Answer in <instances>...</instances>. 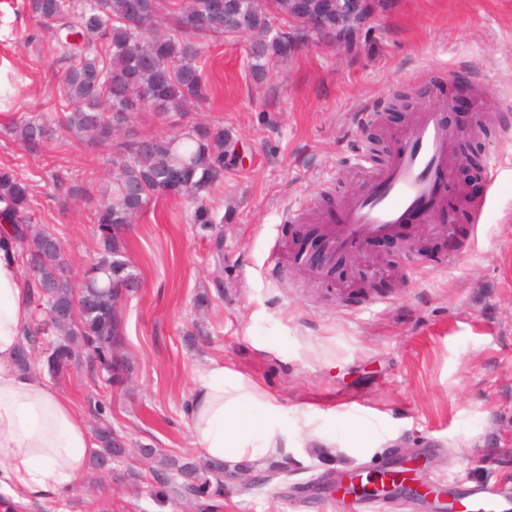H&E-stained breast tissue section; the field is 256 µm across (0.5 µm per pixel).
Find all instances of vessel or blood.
I'll return each mask as SVG.
<instances>
[{
    "label": "vessel or blood",
    "instance_id": "vessel-or-blood-1",
    "mask_svg": "<svg viewBox=\"0 0 512 512\" xmlns=\"http://www.w3.org/2000/svg\"><path fill=\"white\" fill-rule=\"evenodd\" d=\"M441 106L419 115L388 164L363 191L344 205L343 221L330 229L329 252L352 250L369 238L397 234L410 214L432 216L440 208L439 189L449 181L458 135L441 119ZM464 512H499L495 493L475 487L462 501Z\"/></svg>",
    "mask_w": 512,
    "mask_h": 512
}]
</instances>
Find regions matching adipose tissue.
Segmentation results:
<instances>
[{"mask_svg":"<svg viewBox=\"0 0 512 512\" xmlns=\"http://www.w3.org/2000/svg\"><path fill=\"white\" fill-rule=\"evenodd\" d=\"M33 293L16 248L0 241V491L24 502L65 498L95 445L72 403L16 364L32 328ZM189 413L193 445L206 460L256 462L288 445V429L265 394L221 367L200 376Z\"/></svg>","mask_w":512,"mask_h":512,"instance_id":"ef3b65f1","label":"adipose tissue"}]
</instances>
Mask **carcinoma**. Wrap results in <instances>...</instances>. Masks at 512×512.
<instances>
[{"label": "carcinoma", "instance_id": "carcinoma-1", "mask_svg": "<svg viewBox=\"0 0 512 512\" xmlns=\"http://www.w3.org/2000/svg\"><path fill=\"white\" fill-rule=\"evenodd\" d=\"M29 0L40 24L55 29L56 56L68 63L59 91V113L24 116L10 130L25 155L35 158L58 131L95 146L105 142L103 125L119 132L112 141L116 161L112 182L92 210L98 240V261L79 281L68 274V258L58 246L59 233L36 229L28 177L13 167H0V222L12 226L20 244L21 263L36 271L30 280L34 299L46 316L34 325L31 346L55 336L46 366L58 374L84 359L86 367L110 369L109 383L121 384L130 365L117 354L124 324L116 299L119 288L137 278L125 257L122 226L133 223L145 205L160 198L190 205L188 220L211 232L224 217L210 203L224 187V157L236 154V143L224 127L197 123L174 128L168 120L207 105L210 86L204 76L202 41L246 38L250 74L264 83L268 68L293 56L289 52L288 0ZM143 26L128 22L134 4ZM147 113L160 129L136 139L128 136L131 123ZM71 306L75 317L54 324L48 313ZM97 447L90 464L102 470L106 460L123 459L126 443L105 416L95 429ZM155 462L144 475L174 491L195 512H215V498L224 491L226 466L199 462L192 456L172 457L145 449Z\"/></svg>", "mask_w": 512, "mask_h": 512}]
</instances>
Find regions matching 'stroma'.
<instances>
[{
  "label": "stroma",
  "instance_id": "obj_1",
  "mask_svg": "<svg viewBox=\"0 0 512 512\" xmlns=\"http://www.w3.org/2000/svg\"><path fill=\"white\" fill-rule=\"evenodd\" d=\"M27 0H0V166L22 164L38 223L60 233L74 274L96 258L90 196L112 180L111 146L90 151L57 136L43 155L24 157L9 127L48 115L67 68ZM209 104L194 117L238 140L239 159L211 202L224 217L220 238L198 234L177 199L150 201L125 237L142 283L123 306L122 355L130 380L108 389L103 375L75 367L51 383L95 425L105 414L131 453L111 472L87 470L65 502H27L13 512H193L174 492L151 496L129 469L158 448L193 454L191 393L201 373L223 366L256 385L288 424H299L278 457L280 473L255 468L224 487L218 512H336V495L313 486L355 471L370 474L415 456L419 482L443 491L493 487L512 512V0H390L375 15L360 57L324 45L270 68L264 85L249 72L245 41L204 43ZM465 85L443 122L493 117L483 156L499 160L476 180L454 174L445 198L483 202L450 225L445 213L408 227L425 254L375 240L327 280L293 261L306 218L322 191H360L378 164L366 152L363 114L383 111L401 90L422 108ZM212 304L197 308L200 293ZM374 442L355 451L351 424ZM335 435L331 447L311 439Z\"/></svg>",
  "mask_w": 512,
  "mask_h": 512
}]
</instances>
